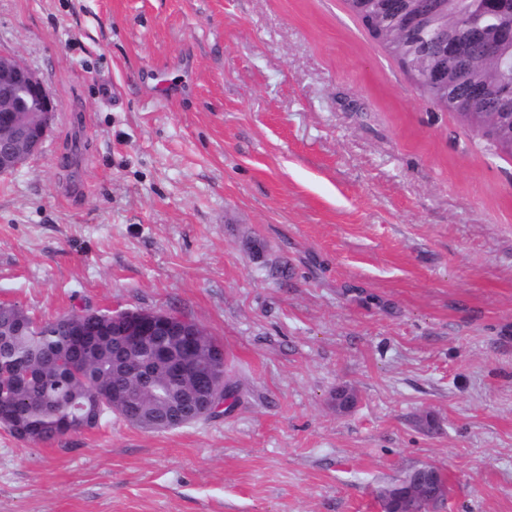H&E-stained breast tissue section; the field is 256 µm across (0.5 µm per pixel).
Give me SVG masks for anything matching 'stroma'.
<instances>
[{"instance_id":"obj_1","label":"stroma","mask_w":512,"mask_h":512,"mask_svg":"<svg viewBox=\"0 0 512 512\" xmlns=\"http://www.w3.org/2000/svg\"><path fill=\"white\" fill-rule=\"evenodd\" d=\"M1 50L56 112L0 175V302L195 320L241 399L0 429V512H379L421 465L428 512H512V158L344 0H0Z\"/></svg>"}]
</instances>
